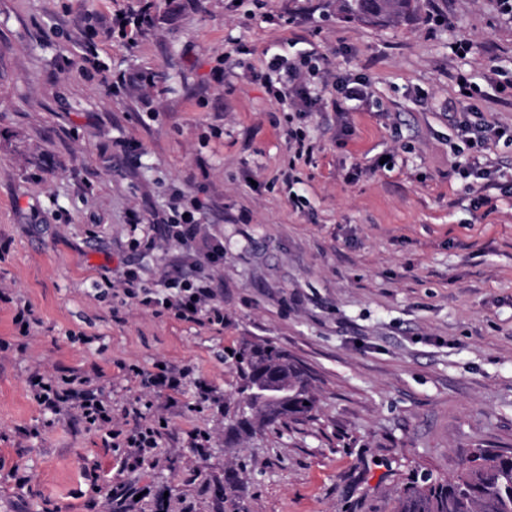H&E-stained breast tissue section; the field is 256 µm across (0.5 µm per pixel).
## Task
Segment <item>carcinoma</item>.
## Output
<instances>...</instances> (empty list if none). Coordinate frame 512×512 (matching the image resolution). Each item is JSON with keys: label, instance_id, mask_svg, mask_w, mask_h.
<instances>
[{"label": "carcinoma", "instance_id": "obj_1", "mask_svg": "<svg viewBox=\"0 0 512 512\" xmlns=\"http://www.w3.org/2000/svg\"><path fill=\"white\" fill-rule=\"evenodd\" d=\"M419 0H343L342 11L361 22L389 25L412 19ZM241 398L224 409L229 436L253 435L310 414L315 400L309 376L271 342H244L233 352ZM396 512H512V455L478 448L451 477L414 485L399 497Z\"/></svg>", "mask_w": 512, "mask_h": 512}]
</instances>
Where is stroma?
<instances>
[{"mask_svg": "<svg viewBox=\"0 0 512 512\" xmlns=\"http://www.w3.org/2000/svg\"><path fill=\"white\" fill-rule=\"evenodd\" d=\"M139 6L0 0V512H112L96 465L136 489L126 512H224L230 470L242 512H394L406 485L457 474L475 449L512 453V144L465 147L452 121L473 103L512 129V98L485 79L512 77V16L421 0L418 20L373 26L340 0H153L133 44L113 40V14ZM274 53L317 61L318 110L277 102ZM347 75L372 96L340 112ZM468 161L493 168L480 207ZM175 202L224 242L223 324L112 294L130 269L189 271L193 252L155 224ZM245 340L298 360L316 407L228 448ZM174 366L190 371L175 391L134 374ZM72 369L95 377L114 426L132 401L162 410L157 465L33 400L32 372Z\"/></svg>", "mask_w": 512, "mask_h": 512, "instance_id": "35a3bbf8", "label": "stroma"}]
</instances>
